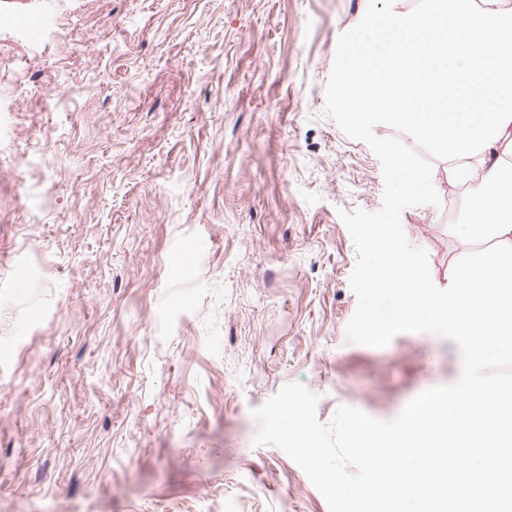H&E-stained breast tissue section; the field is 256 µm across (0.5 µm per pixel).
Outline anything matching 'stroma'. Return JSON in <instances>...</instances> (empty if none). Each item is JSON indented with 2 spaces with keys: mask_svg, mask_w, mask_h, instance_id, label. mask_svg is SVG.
Masks as SVG:
<instances>
[{
  "mask_svg": "<svg viewBox=\"0 0 512 512\" xmlns=\"http://www.w3.org/2000/svg\"><path fill=\"white\" fill-rule=\"evenodd\" d=\"M368 0H0V512H328L254 410L285 385L394 420L457 345L345 340L378 158L326 112ZM406 208L431 276L468 185Z\"/></svg>",
  "mask_w": 512,
  "mask_h": 512,
  "instance_id": "35a3bbf8",
  "label": "stroma"
}]
</instances>
